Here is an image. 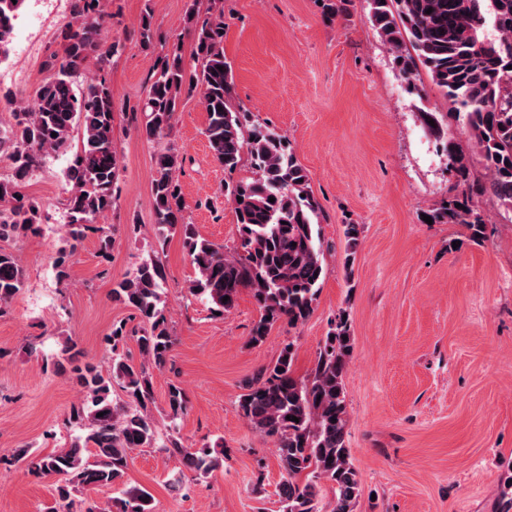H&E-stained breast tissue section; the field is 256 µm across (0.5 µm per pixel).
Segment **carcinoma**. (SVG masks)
I'll return each instance as SVG.
<instances>
[{"label": "carcinoma", "instance_id": "cac0c4a2", "mask_svg": "<svg viewBox=\"0 0 512 512\" xmlns=\"http://www.w3.org/2000/svg\"><path fill=\"white\" fill-rule=\"evenodd\" d=\"M368 20L392 55V64L406 91L423 98L420 72L455 111L431 116L439 133L448 118L468 134L471 146L454 139L443 143L448 168L460 192L428 210L434 224H463L473 241L485 236L489 217L479 201H493L512 222V0H366ZM25 0H0V57L8 51L13 21ZM432 12H427V9ZM77 23L62 32L63 55L48 64L51 74L28 106L16 103L13 121L0 126V154L7 155L11 174L0 180V238L40 231L44 215L22 188L51 152L70 148L71 132L83 130L81 148L66 177L72 189L66 199L69 247L55 260L59 277L77 244L94 223L116 205L112 186L121 172L114 145V102L102 77L86 80L82 89L74 77L88 63L103 61L122 48L120 40L107 42L103 30L112 20L102 0H75ZM185 30L192 36V64L181 44L160 45L151 85L139 112L141 136L150 143L167 138L176 121L182 97L199 95L207 113L204 134L214 159L231 175L249 166L251 176L224 183V196L233 206L238 241L233 251L201 237L184 223L183 199L176 173L179 155L171 148L155 153L152 177L153 205L160 233L178 231L195 270L189 293L204 297L219 313L231 311L247 289L259 308L250 343L262 344L281 320L303 323L313 311L325 267L320 224L323 210L315 197L307 170L297 160L286 136L273 129L250 125L238 111L232 94L231 64L224 57V11L200 18L195 8L185 14ZM496 35L488 37L487 28ZM141 42L154 46L152 16L141 18ZM57 136H52V133ZM275 201H269V198ZM361 227L344 225V264H353ZM24 269L17 257L0 249V308L23 288ZM166 281L164 266L153 260L137 264L112 288V299L134 312L137 325L122 323L112 330V357L108 365L85 362L75 366L70 379L82 395L73 418L86 430L52 455L38 469L56 474L58 499L86 488L119 485L138 448L157 443L148 413L153 398L151 369L164 367L175 344L161 300ZM228 300H223V297ZM135 338L142 361L133 363L120 345ZM353 338L347 319L338 316L319 351L312 375L299 378L293 371L294 349L283 347L276 362L258 371L255 382L240 396L238 410L256 431L275 439L286 477L279 487L283 512H323L320 481L331 484V512H354L360 480L350 462L346 440L347 409L344 378ZM119 383L128 401L112 400ZM168 416L176 423L186 413L183 389L168 388ZM103 416H98V413ZM298 421L290 420V417ZM186 469L208 475L224 466V443L186 448L174 436L167 438ZM306 476L300 481V476ZM117 512H154L152 496L130 487L115 501Z\"/></svg>", "mask_w": 512, "mask_h": 512}]
</instances>
